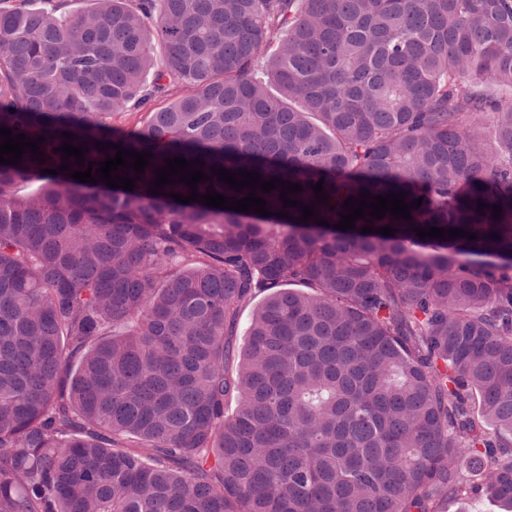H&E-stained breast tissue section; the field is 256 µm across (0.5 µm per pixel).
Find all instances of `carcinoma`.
<instances>
[{
    "mask_svg": "<svg viewBox=\"0 0 512 512\" xmlns=\"http://www.w3.org/2000/svg\"><path fill=\"white\" fill-rule=\"evenodd\" d=\"M495 87L512 0H0V128L45 137V162L0 163V512H512ZM65 142L150 165L79 182ZM174 157L204 162L199 195H249L219 167L302 191L255 190L267 217L149 194ZM392 191L412 220L334 228Z\"/></svg>",
    "mask_w": 512,
    "mask_h": 512,
    "instance_id": "cac0c4a2",
    "label": "carcinoma"
}]
</instances>
